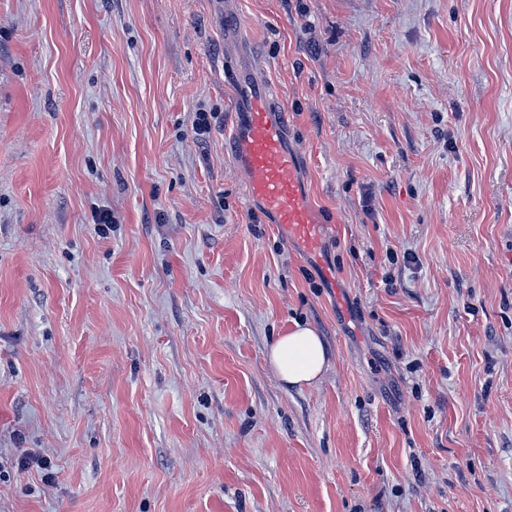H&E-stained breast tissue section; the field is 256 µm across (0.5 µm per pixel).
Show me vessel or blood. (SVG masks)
Instances as JSON below:
<instances>
[{
	"mask_svg": "<svg viewBox=\"0 0 512 512\" xmlns=\"http://www.w3.org/2000/svg\"><path fill=\"white\" fill-rule=\"evenodd\" d=\"M234 109L242 119L227 149L244 175L247 204L271 215L305 250L320 243V219L300 182L297 154L288 145V111L258 75L239 83Z\"/></svg>",
	"mask_w": 512,
	"mask_h": 512,
	"instance_id": "vessel-or-blood-1",
	"label": "vessel or blood"
}]
</instances>
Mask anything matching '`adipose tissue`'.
<instances>
[{
    "label": "adipose tissue",
    "instance_id": "adipose-tissue-1",
    "mask_svg": "<svg viewBox=\"0 0 512 512\" xmlns=\"http://www.w3.org/2000/svg\"><path fill=\"white\" fill-rule=\"evenodd\" d=\"M267 359L281 382L290 387L313 385L328 367L321 336L311 325L299 322L277 337Z\"/></svg>",
    "mask_w": 512,
    "mask_h": 512
}]
</instances>
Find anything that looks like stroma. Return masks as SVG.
<instances>
[{"label":"stroma","mask_w":512,"mask_h":512,"mask_svg":"<svg viewBox=\"0 0 512 512\" xmlns=\"http://www.w3.org/2000/svg\"><path fill=\"white\" fill-rule=\"evenodd\" d=\"M260 58L314 257L225 150ZM0 461V512H512V0H0ZM267 359L288 387L311 386L328 367V354L321 336L311 325L299 322L277 337L268 350Z\"/></svg>","instance_id":"obj_1"}]
</instances>
